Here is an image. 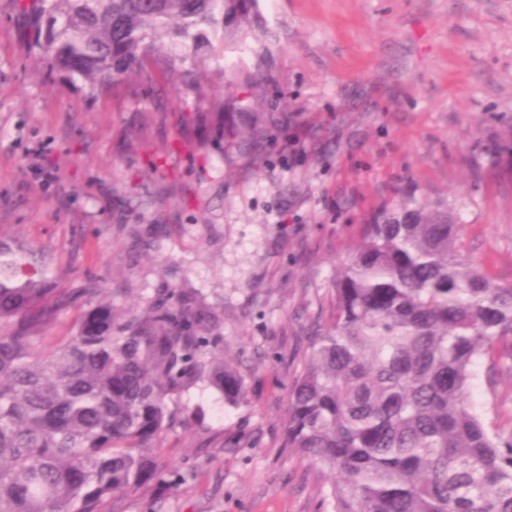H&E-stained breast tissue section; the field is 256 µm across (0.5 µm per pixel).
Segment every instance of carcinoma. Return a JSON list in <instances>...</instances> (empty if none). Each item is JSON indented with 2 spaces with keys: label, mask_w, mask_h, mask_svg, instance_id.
<instances>
[{
  "label": "carcinoma",
  "mask_w": 512,
  "mask_h": 512,
  "mask_svg": "<svg viewBox=\"0 0 512 512\" xmlns=\"http://www.w3.org/2000/svg\"><path fill=\"white\" fill-rule=\"evenodd\" d=\"M18 2L39 53L93 91L218 54L254 21V0ZM462 228L446 206L377 212L333 281V321L289 384L282 443L327 477L331 512H512V435L470 401L476 361L512 360V286L459 254ZM26 266L0 240V512H104L160 482L171 402L204 383L237 406L245 379L196 291L164 288L116 326L110 290L61 293Z\"/></svg>",
  "instance_id": "obj_1"
}]
</instances>
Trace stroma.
<instances>
[{"label": "stroma", "mask_w": 512, "mask_h": 512, "mask_svg": "<svg viewBox=\"0 0 512 512\" xmlns=\"http://www.w3.org/2000/svg\"><path fill=\"white\" fill-rule=\"evenodd\" d=\"M255 12L194 85L133 74L97 94L0 0V238L58 288L111 289L119 321L158 289H199L245 377L240 405L202 384L177 401L157 450L169 480L121 494L123 512H325L318 467L282 446L286 385L372 211L446 205L462 254L512 284V0ZM232 112L260 113V131L225 143ZM470 400L512 433V372L479 362Z\"/></svg>", "instance_id": "1"}]
</instances>
